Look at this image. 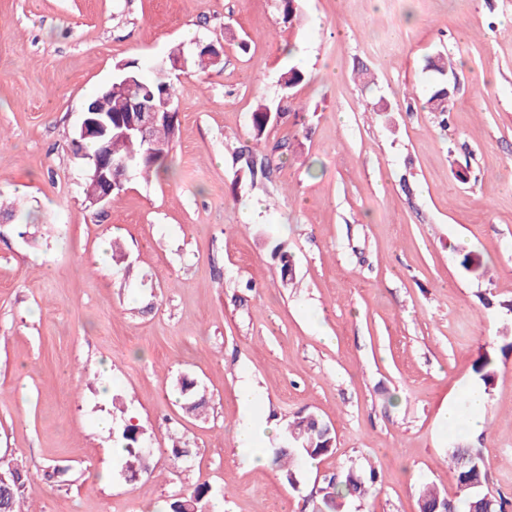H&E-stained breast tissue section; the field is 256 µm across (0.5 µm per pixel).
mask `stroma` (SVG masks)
Returning <instances> with one entry per match:
<instances>
[{
  "instance_id": "stroma-1",
  "label": "stroma",
  "mask_w": 512,
  "mask_h": 512,
  "mask_svg": "<svg viewBox=\"0 0 512 512\" xmlns=\"http://www.w3.org/2000/svg\"><path fill=\"white\" fill-rule=\"evenodd\" d=\"M198 42L224 65L173 74L168 174L88 207L71 151L87 98L117 63L147 74ZM437 55L455 67L444 122L424 108ZM292 66L304 79L287 92ZM262 101L289 114L257 143ZM0 131V198L16 211L0 222V456L30 512H164L203 483L223 512H311L353 465L378 481L344 512H419L424 486L456 493L453 437L512 501V0H302L292 26L275 0H0ZM243 146L272 165L234 192ZM485 359L484 427L454 435L448 406ZM185 379L209 399L202 416L181 407ZM245 379L267 447L299 414L335 429L298 487L234 444ZM130 415L153 450L132 483L99 427Z\"/></svg>"
}]
</instances>
